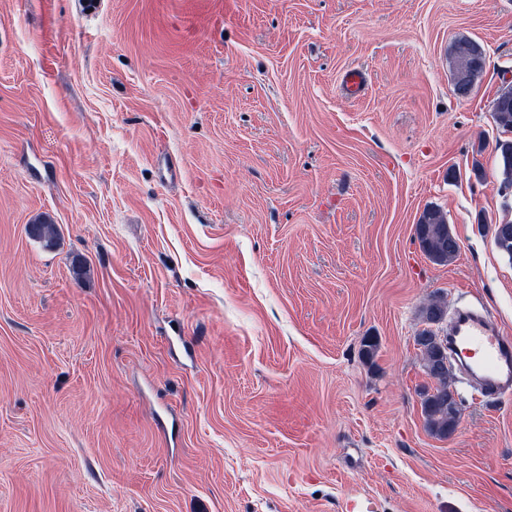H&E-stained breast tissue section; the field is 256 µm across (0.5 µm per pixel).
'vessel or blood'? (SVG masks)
<instances>
[{
	"instance_id": "1",
	"label": "vessel or blood",
	"mask_w": 512,
	"mask_h": 512,
	"mask_svg": "<svg viewBox=\"0 0 512 512\" xmlns=\"http://www.w3.org/2000/svg\"><path fill=\"white\" fill-rule=\"evenodd\" d=\"M448 344L485 398L512 393V338L503 335L485 313L469 306L460 308Z\"/></svg>"
}]
</instances>
